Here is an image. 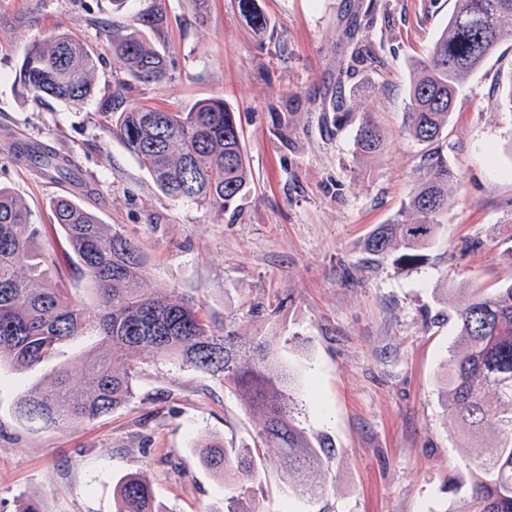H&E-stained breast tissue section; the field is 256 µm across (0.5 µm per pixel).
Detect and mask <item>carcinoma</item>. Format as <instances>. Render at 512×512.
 <instances>
[{
    "label": "carcinoma",
    "mask_w": 512,
    "mask_h": 512,
    "mask_svg": "<svg viewBox=\"0 0 512 512\" xmlns=\"http://www.w3.org/2000/svg\"><path fill=\"white\" fill-rule=\"evenodd\" d=\"M237 8L251 31L266 29L259 0H237ZM505 41H512V0H456L427 57L415 61L407 134L422 143L439 141L466 79ZM112 51L136 81L153 83L166 76L165 58L136 30L114 36ZM97 65L86 44L59 32L25 52L18 81L36 100L78 104L95 92ZM106 116L112 134L170 198L224 210L250 191L237 119L223 100L199 102L188 112L141 103ZM382 145L381 131L364 121L355 153L374 155ZM12 158L54 179H75L69 159L46 144L17 139ZM456 185L448 162L437 153L430 156L398 214L374 228L366 251L404 267L422 263ZM49 207L75 257L78 278L102 295L105 305L90 313L49 278L34 252L40 225L32 222L20 197L0 186V359L15 367L37 365L59 343L87 330L101 336V344L84 362L83 388L71 387L61 370L48 389L21 399L19 417L55 426L93 420L131 397L136 378L131 355H165L234 387L261 416L259 436L281 450L295 492L311 499L322 495L330 443L310 436L303 426V403L293 396L290 371L276 357L281 337L244 341L227 329L215 335L191 299L149 287L144 255L133 241L110 231L69 197H56ZM22 266L24 276L17 273ZM452 313L458 332L448 346L443 394L474 456L467 463L468 497L445 512H512V283L492 292L477 288ZM197 448L213 473L237 478V491L224 499V512H252L244 501L258 472L254 449L226 448L211 439ZM116 504L115 512H158L153 488L139 474L121 479Z\"/></svg>",
    "instance_id": "cac0c4a2"
}]
</instances>
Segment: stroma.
<instances>
[{"label": "stroma", "mask_w": 512, "mask_h": 512, "mask_svg": "<svg viewBox=\"0 0 512 512\" xmlns=\"http://www.w3.org/2000/svg\"><path fill=\"white\" fill-rule=\"evenodd\" d=\"M153 0H0V185L26 203L42 231L35 251L74 299H102L73 275L52 223L50 198L72 195L114 231L135 239L151 287L196 301L215 334L289 336L277 354L306 405L303 425L325 437L328 490L290 493L260 417L219 377L137 353L134 394L95 421L61 428L19 418L17 403L65 369L81 386L93 332L60 343L26 370L0 364V512L30 500L41 512H114L119 479L140 473L161 512H223L232 477L201 465L196 444L255 448L252 512H443L469 484L467 442L441 396L456 335L449 303L469 289L512 282V42L500 44L462 89L438 142L405 132L411 65L425 57L456 0H261L269 25L255 35L236 0H211L199 24L185 0H166L158 26L139 16ZM161 52L167 76L118 93L127 72L112 33L132 30ZM66 31L99 59L95 93L78 105L26 94L18 72L34 42ZM149 101L182 112L224 100L235 112L251 171L249 193L203 209L163 194L112 135L104 103ZM386 147L357 157L364 120ZM47 144L75 164L55 182L13 161L11 138ZM439 153L458 178L424 263L374 261L372 229L401 209Z\"/></svg>", "instance_id": "stroma-1"}]
</instances>
